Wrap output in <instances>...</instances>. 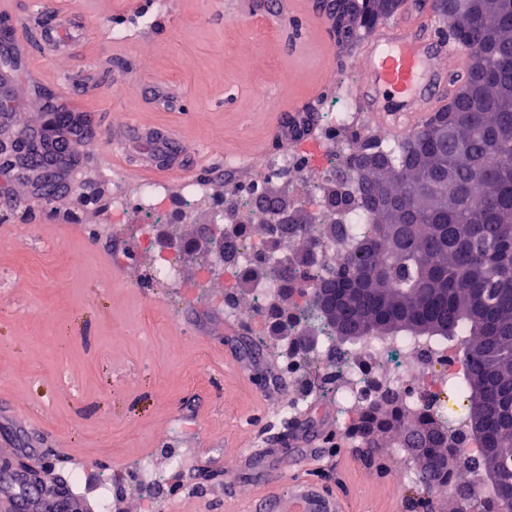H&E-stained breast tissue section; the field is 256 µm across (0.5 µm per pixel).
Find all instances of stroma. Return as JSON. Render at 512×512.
Returning <instances> with one entry per match:
<instances>
[{"mask_svg":"<svg viewBox=\"0 0 512 512\" xmlns=\"http://www.w3.org/2000/svg\"><path fill=\"white\" fill-rule=\"evenodd\" d=\"M265 2L166 0L160 10L156 0H48L68 22L63 47L12 70L0 108L14 121L0 139L41 124L43 90L101 123L72 141L53 198L38 179L0 170V497L17 493L2 464L22 463L45 493L76 486L87 512H98L104 476L148 453L162 502L134 490L113 498L111 512H165L168 501L181 512H248L302 477L346 512H411L420 499L416 486L388 477L391 449L346 445L317 367L288 376L280 338L225 318L223 280L200 277L191 262L181 287L152 282L159 249L146 235L165 216L112 221L114 190L140 183L110 157L112 128L130 116L175 128L197 177L218 191L257 178L284 149L286 114L327 111L335 72L353 66L364 84L368 60L337 46L315 0L281 5L272 18ZM117 83L124 93L109 96ZM228 153L236 172L224 167ZM76 253L85 257L78 269ZM304 389L299 413L273 414ZM177 453L185 471L170 467ZM228 455L237 458L230 469Z\"/></svg>","mask_w":512,"mask_h":512,"instance_id":"35a3bbf8","label":"stroma"}]
</instances>
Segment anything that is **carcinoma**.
<instances>
[{
  "label": "carcinoma",
  "mask_w": 512,
  "mask_h": 512,
  "mask_svg": "<svg viewBox=\"0 0 512 512\" xmlns=\"http://www.w3.org/2000/svg\"><path fill=\"white\" fill-rule=\"evenodd\" d=\"M431 10L468 50L469 77L410 138L385 149L375 138L354 139V168L337 167L322 196L366 210L364 232L356 236L334 218L319 224L302 208L272 243L274 250L288 247V263L259 264L237 282L273 280L282 284L281 297L305 294L311 283L297 274L326 267L317 287L335 313L328 330L346 333L340 343L365 334L462 341L479 465L498 467L512 459V0H472L461 17L445 0H431ZM351 15L344 38L356 44L393 12L387 0H352ZM280 205L269 200L256 231L266 233ZM322 241L341 252L313 263ZM305 323L297 305L275 307L279 334ZM408 417L389 394L356 414L347 436L366 448H425L448 458L457 434L430 415L406 429ZM446 474L419 469L418 484L427 492Z\"/></svg>",
  "instance_id": "1"
}]
</instances>
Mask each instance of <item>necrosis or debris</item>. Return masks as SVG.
<instances>
[{"label": "necrosis or debris", "instance_id": "obj_1", "mask_svg": "<svg viewBox=\"0 0 512 512\" xmlns=\"http://www.w3.org/2000/svg\"><path fill=\"white\" fill-rule=\"evenodd\" d=\"M336 84L340 95L324 115L323 137L297 141L292 149L268 159L263 167L265 177L292 184L302 178L304 165H312L329 174L346 160L350 147L338 139V131L363 133L368 124L357 110L349 77H337ZM181 182V200L176 204L171 203L165 185L160 182L140 185L131 195L113 193V222L125 223L134 211L173 215L178 206L201 200L210 204L215 224L236 222L248 226L254 222L250 201L262 194L261 181L255 180L245 186L231 181L219 192L207 188L202 179L192 175H183ZM459 353L457 344L419 336H370L350 349L329 335L318 350L319 356L333 360L340 378L336 388L339 423H347L349 413L365 407L380 388L397 394L412 409L418 408L423 399H430L432 409L449 418L455 431L463 426V408L467 402L461 386L465 367Z\"/></svg>", "mask_w": 512, "mask_h": 512}]
</instances>
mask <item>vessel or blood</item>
Segmentation results:
<instances>
[{
  "instance_id": "vessel-or-blood-1",
  "label": "vessel or blood",
  "mask_w": 512,
  "mask_h": 512,
  "mask_svg": "<svg viewBox=\"0 0 512 512\" xmlns=\"http://www.w3.org/2000/svg\"><path fill=\"white\" fill-rule=\"evenodd\" d=\"M431 19L426 15H408L395 25L384 26L381 38L366 53L370 61L369 91L363 92V100H370L371 89L390 90L402 103L400 109L373 107L372 112L379 123L390 127L393 133H402L408 121L423 120L448 101L442 82L426 83L423 72L434 67L432 56ZM467 53L456 43H449L448 58L444 72L448 77L463 80L467 76ZM114 142L138 150L141 157L135 173L146 178L159 174L185 172L193 163L185 155L180 138L167 129L150 127L129 119L113 131ZM168 158L166 169H159L154 158ZM289 503L293 512H344L340 499L320 492L309 481L295 482L289 491Z\"/></svg>"
}]
</instances>
